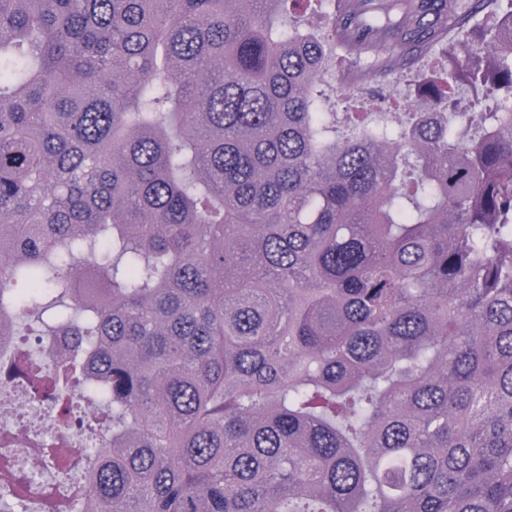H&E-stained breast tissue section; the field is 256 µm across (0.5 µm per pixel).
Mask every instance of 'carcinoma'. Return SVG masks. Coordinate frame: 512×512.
I'll return each instance as SVG.
<instances>
[{
    "instance_id": "obj_1",
    "label": "carcinoma",
    "mask_w": 512,
    "mask_h": 512,
    "mask_svg": "<svg viewBox=\"0 0 512 512\" xmlns=\"http://www.w3.org/2000/svg\"><path fill=\"white\" fill-rule=\"evenodd\" d=\"M308 2L0 0V336L103 431L53 512H512V25L389 123L329 48L382 84L494 0ZM378 95L379 91L375 92H367L360 95H356L357 104H349L345 103L341 107L345 106L349 110V112H408L403 109L394 110L387 108L384 104L380 107L378 105Z\"/></svg>"
}]
</instances>
